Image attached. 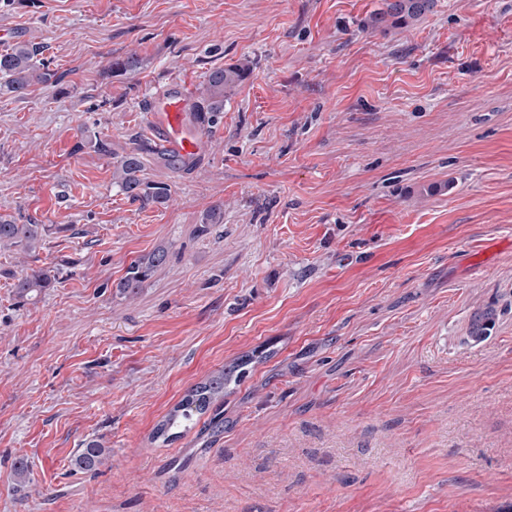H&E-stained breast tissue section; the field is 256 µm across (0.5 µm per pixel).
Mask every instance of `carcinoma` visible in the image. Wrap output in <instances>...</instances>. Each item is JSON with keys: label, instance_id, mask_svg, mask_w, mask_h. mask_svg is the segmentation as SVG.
Listing matches in <instances>:
<instances>
[{"label": "carcinoma", "instance_id": "obj_1", "mask_svg": "<svg viewBox=\"0 0 512 512\" xmlns=\"http://www.w3.org/2000/svg\"><path fill=\"white\" fill-rule=\"evenodd\" d=\"M437 0H385L383 8L372 14L369 25L374 29H387L411 25L424 19L433 11ZM42 47L31 43H16L0 52V94H23L36 84H51L59 81L56 72L50 69L48 61L41 58ZM142 60L136 56L115 58L110 70L124 74L137 72ZM250 67L237 64L219 66L208 71L204 84L199 90L196 114L202 122L212 123L224 111V96L240 86L248 77ZM140 148L135 147L116 162L114 178L117 185L128 195L148 203L163 204L169 197V189L161 184L144 182L141 172ZM46 225L29 221L20 224L14 218L0 217V244L8 243L24 249L41 239ZM167 260V251L157 247L149 254L131 262L126 274L117 283L121 294L136 292L152 277ZM54 276L47 269L32 270L16 278L13 287L21 297L40 292L51 286ZM229 378L224 372L208 377L204 382L188 391L183 399L171 409L155 426L153 438L168 442L191 430L199 416L206 413L214 401L224 395V385ZM110 457V449L97 440L83 443L73 459L76 468L95 471Z\"/></svg>", "mask_w": 512, "mask_h": 512}]
</instances>
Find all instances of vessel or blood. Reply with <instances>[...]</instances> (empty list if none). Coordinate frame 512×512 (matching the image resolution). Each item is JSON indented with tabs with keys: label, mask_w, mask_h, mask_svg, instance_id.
I'll return each instance as SVG.
<instances>
[{
	"label": "vessel or blood",
	"mask_w": 512,
	"mask_h": 512,
	"mask_svg": "<svg viewBox=\"0 0 512 512\" xmlns=\"http://www.w3.org/2000/svg\"><path fill=\"white\" fill-rule=\"evenodd\" d=\"M190 108V95L181 86L151 100L147 112L148 127L159 149L184 158L200 153L202 133Z\"/></svg>",
	"instance_id": "vessel-or-blood-1"
}]
</instances>
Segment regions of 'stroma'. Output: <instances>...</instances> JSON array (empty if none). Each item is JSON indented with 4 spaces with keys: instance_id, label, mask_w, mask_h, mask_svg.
Segmentation results:
<instances>
[{
    "instance_id": "1",
    "label": "stroma",
    "mask_w": 512,
    "mask_h": 512,
    "mask_svg": "<svg viewBox=\"0 0 512 512\" xmlns=\"http://www.w3.org/2000/svg\"><path fill=\"white\" fill-rule=\"evenodd\" d=\"M382 6L0 0V49L44 45L61 77L0 95V215L48 227L0 247V512H512V0L384 32ZM238 62L200 157L160 158L150 99ZM137 143L165 204L112 180ZM91 439L96 472L72 464ZM166 260V249L157 247L149 254L132 261L125 276L117 283V291L120 294L135 293ZM55 279L51 271L47 269L31 270L28 273L16 278L13 288L20 297H26L31 293L41 292L44 288H49ZM229 380L231 381L226 375L224 377L223 370L189 390L156 424L153 438L156 441L168 442L194 428L199 416L206 413L214 401L224 395V385ZM82 445L84 448H80L73 459L74 466L80 470L95 471L110 457V449L97 440H89Z\"/></svg>"
}]
</instances>
